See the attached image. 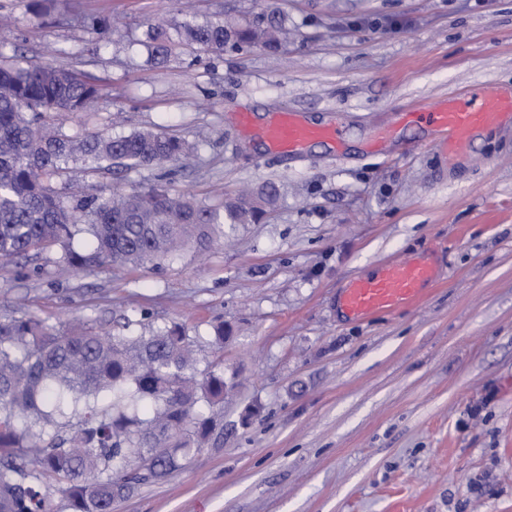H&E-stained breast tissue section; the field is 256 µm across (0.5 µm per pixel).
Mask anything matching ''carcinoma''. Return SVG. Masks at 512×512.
I'll use <instances>...</instances> for the list:
<instances>
[{"mask_svg": "<svg viewBox=\"0 0 512 512\" xmlns=\"http://www.w3.org/2000/svg\"><path fill=\"white\" fill-rule=\"evenodd\" d=\"M90 27L112 40V18ZM286 16L271 4L253 19L226 15L185 22L171 36L149 26L154 60L177 49L222 55L288 43ZM101 96L91 79L49 63L13 56L0 62V259L29 258L57 246L60 262L79 271L109 264L137 266L258 224L279 202L275 184L242 191L214 206L173 194L160 182L123 192L70 191L53 183L63 165L163 168L187 163L195 145L162 130L67 137L54 127L61 112H88ZM88 235L81 250L78 232ZM89 325L66 328L35 315L0 314V512H112L141 484L185 468L205 447L234 388L224 367L196 371L197 340L178 323L137 331Z\"/></svg>", "mask_w": 512, "mask_h": 512, "instance_id": "obj_1", "label": "carcinoma"}]
</instances>
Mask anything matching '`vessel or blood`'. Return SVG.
<instances>
[{"mask_svg":"<svg viewBox=\"0 0 512 512\" xmlns=\"http://www.w3.org/2000/svg\"><path fill=\"white\" fill-rule=\"evenodd\" d=\"M423 118L438 132L440 150H452L463 147L477 130L512 124V96H487L473 90L453 94L433 104ZM342 135L340 126H312L290 110L280 113L263 130L271 149L291 156L301 154L313 141L341 144ZM434 276L433 268L423 262L384 263L374 277L355 280L345 288L343 313L355 320L416 302Z\"/></svg>","mask_w":512,"mask_h":512,"instance_id":"b4317fda","label":"vessel or blood"}]
</instances>
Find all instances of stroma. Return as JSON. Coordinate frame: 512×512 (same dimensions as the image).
<instances>
[{"label":"stroma","mask_w":512,"mask_h":512,"mask_svg":"<svg viewBox=\"0 0 512 512\" xmlns=\"http://www.w3.org/2000/svg\"><path fill=\"white\" fill-rule=\"evenodd\" d=\"M32 2L0 0V55L20 47L105 88L91 111L59 116L63 134L160 128L197 144L188 168L78 160L64 181L160 180L203 205L269 181L281 192L263 223L142 267L71 273L55 250L0 260V312L99 330L179 322L201 339L198 369L223 360L239 383L207 446L112 512H512V125L450 157L414 117L462 89L512 93V0H277L287 47L163 64L148 26L265 0H49L53 26ZM99 16L126 32L105 49L88 27ZM284 109L342 125L343 149L270 151L258 131ZM416 258L436 269L419 302L343 314L352 280ZM220 321L232 334L217 352Z\"/></svg>","instance_id":"1"}]
</instances>
